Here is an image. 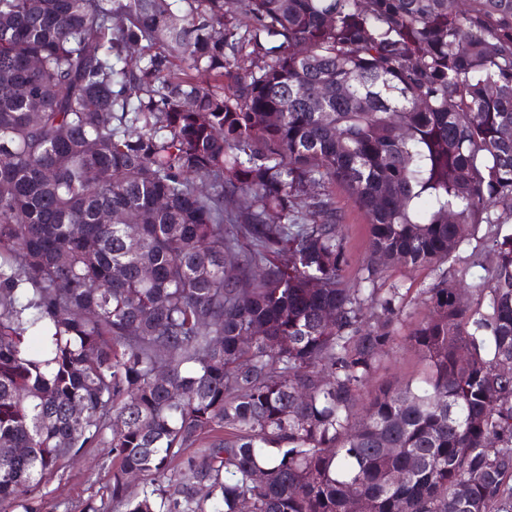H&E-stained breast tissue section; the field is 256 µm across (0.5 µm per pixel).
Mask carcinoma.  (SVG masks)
<instances>
[{
  "label": "carcinoma",
  "mask_w": 512,
  "mask_h": 512,
  "mask_svg": "<svg viewBox=\"0 0 512 512\" xmlns=\"http://www.w3.org/2000/svg\"><path fill=\"white\" fill-rule=\"evenodd\" d=\"M100 447L124 512H512V0H0V510ZM336 206L345 213V226L342 230L346 234V246L350 255L349 275L354 277L358 268L365 265L370 258L368 226L363 216L339 193H336ZM473 251L479 253L484 269L469 265ZM458 255L459 259L446 264L443 268L448 271V279L459 280L461 285L468 289V297H475L479 284L483 282L482 278L488 275L485 269H489L493 263L494 255L490 249V243L486 239H470L462 244ZM434 281L435 273L431 269L404 266L389 267L378 279L376 288H380L381 295H385L389 288H399L406 307L402 316L394 322V340L379 369L369 380L367 389L374 388L386 379L415 383L421 378L423 364L411 348L408 335L414 325L429 314V308L423 303L422 292L430 288Z\"/></svg>",
  "instance_id": "carcinoma-1"
}]
</instances>
